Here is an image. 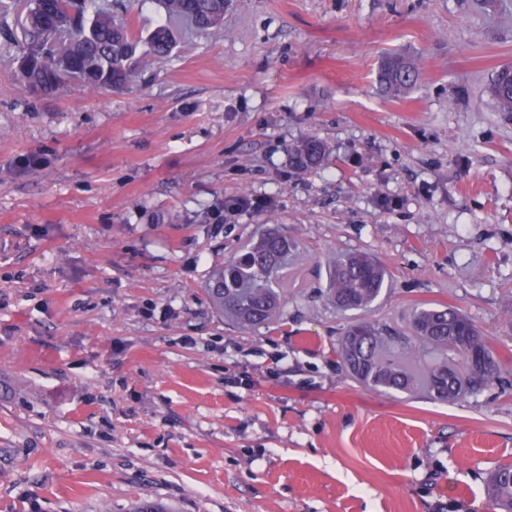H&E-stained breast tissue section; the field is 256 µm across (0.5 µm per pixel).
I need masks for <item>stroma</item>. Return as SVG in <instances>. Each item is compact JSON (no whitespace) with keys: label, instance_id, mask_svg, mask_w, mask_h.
Wrapping results in <instances>:
<instances>
[{"label":"stroma","instance_id":"35a3bbf8","mask_svg":"<svg viewBox=\"0 0 512 512\" xmlns=\"http://www.w3.org/2000/svg\"><path fill=\"white\" fill-rule=\"evenodd\" d=\"M420 80L375 72L391 52ZM512 0H228L221 29L122 94L31 95L0 52V512H491L512 462ZM314 136L329 164L295 170ZM39 155L41 166L21 170ZM260 211H228L238 197ZM299 247L279 318L244 331L204 293L262 230ZM392 288L342 312L329 263ZM421 303L488 337L492 385L379 392L338 356L357 319ZM420 71L415 61L405 55L389 54L381 61L376 81L390 97H400L415 85ZM512 67L496 70L490 83V92L500 112H512ZM488 498L494 512H512V465L502 464L492 472Z\"/></svg>","mask_w":512,"mask_h":512}]
</instances>
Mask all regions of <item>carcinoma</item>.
<instances>
[{
    "label": "carcinoma",
    "instance_id": "1",
    "mask_svg": "<svg viewBox=\"0 0 512 512\" xmlns=\"http://www.w3.org/2000/svg\"><path fill=\"white\" fill-rule=\"evenodd\" d=\"M164 19L145 39L129 28L123 0H27L18 16L21 35L5 46L28 64L17 70L21 83L43 94L63 95L73 86L127 91L140 72L167 61L176 45V24L197 31L219 29L226 0H159ZM420 71L415 61L389 54L381 61L376 81L391 97L415 85ZM490 92L500 112H512V67L496 70ZM290 153L297 169L317 168L330 161L329 146L316 137L295 142ZM294 241L271 229L243 247V252L215 269L206 285L214 307L231 315L243 328L271 321L281 305V282ZM390 288L384 267L365 253H348L336 260L327 276L328 300L343 311L366 310ZM409 329L423 343L448 350V359L421 366L419 351L409 340L387 334L379 325L358 321L341 341L340 357L351 378L377 391L426 390L437 401L464 397L498 378L499 364L488 338L472 319L447 305H419ZM483 353L487 371L470 365V355ZM492 512H512V465L502 464L488 484Z\"/></svg>",
    "mask_w": 512,
    "mask_h": 512
}]
</instances>
